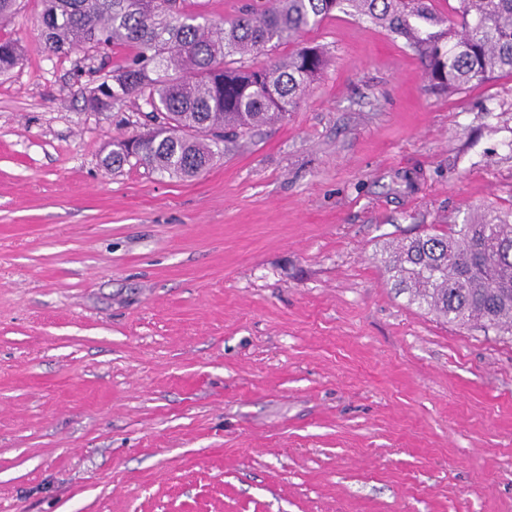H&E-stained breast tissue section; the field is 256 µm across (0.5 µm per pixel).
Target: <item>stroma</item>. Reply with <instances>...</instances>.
Wrapping results in <instances>:
<instances>
[{
    "label": "stroma",
    "mask_w": 512,
    "mask_h": 512,
    "mask_svg": "<svg viewBox=\"0 0 512 512\" xmlns=\"http://www.w3.org/2000/svg\"><path fill=\"white\" fill-rule=\"evenodd\" d=\"M0 35V512H512V336L410 305L389 244L512 207V75L430 91L389 31L203 174L115 171L108 58ZM23 58V47L18 40L0 39V75H6Z\"/></svg>",
    "instance_id": "35a3bbf8"
}]
</instances>
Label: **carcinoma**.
Here are the masks:
<instances>
[{
  "label": "carcinoma",
  "instance_id": "carcinoma-1",
  "mask_svg": "<svg viewBox=\"0 0 512 512\" xmlns=\"http://www.w3.org/2000/svg\"><path fill=\"white\" fill-rule=\"evenodd\" d=\"M455 2L444 18L431 0H273L216 22L187 9L186 0H42L39 22L58 55L135 48L85 97L94 112H110L130 97L147 108L145 131L112 142L104 164L185 179L205 172L225 142L285 117L323 74L330 53L304 45L269 65L248 59L337 12L403 39L437 91L456 94L512 75V0ZM22 58L19 41L0 39V75ZM383 268L419 309L512 335V211L471 214L448 231L410 238L389 252Z\"/></svg>",
  "mask_w": 512,
  "mask_h": 512
}]
</instances>
